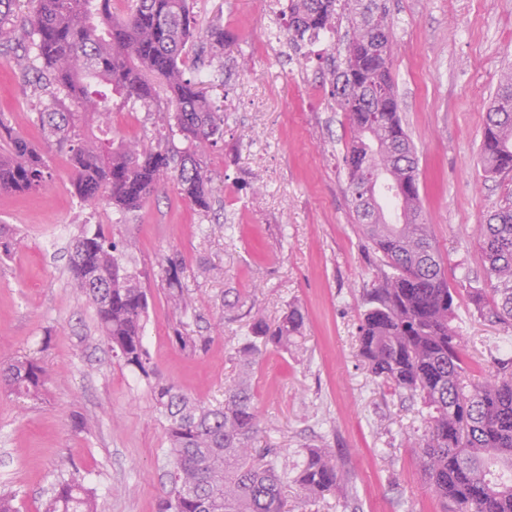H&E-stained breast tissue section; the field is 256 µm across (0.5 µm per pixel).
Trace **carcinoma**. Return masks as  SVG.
Wrapping results in <instances>:
<instances>
[{
	"label": "carcinoma",
	"mask_w": 512,
	"mask_h": 512,
	"mask_svg": "<svg viewBox=\"0 0 512 512\" xmlns=\"http://www.w3.org/2000/svg\"><path fill=\"white\" fill-rule=\"evenodd\" d=\"M22 0H0V47L12 48L21 27L24 55L15 60L23 83L52 88L81 104L69 112L56 97L38 113L48 146L68 148L74 195L83 202L105 200L120 217L136 212L166 180L198 211L211 209V176L197 158L199 148L224 137V114L214 110L199 76H186V46L194 35L187 0H132L127 16L109 22L112 0H35L19 15ZM347 11L353 35L340 60L332 59L331 99L344 112L352 138L343 160L348 196L363 234L390 268L367 291L360 315L358 352L371 374L394 391L419 397L429 409L428 432L419 444L423 474L441 512H512V367L502 364L482 383L469 379L463 337L452 326L457 289L450 286L423 216L418 159L403 127L391 74V21L378 0H285L277 19L286 21L288 43L299 48L336 31L338 9ZM224 26L205 32L211 59L224 50ZM166 87L160 100L155 83ZM165 112L169 142L117 143L109 137L112 98ZM97 122L85 135L83 123ZM480 157L484 171H512V73L500 85L487 113ZM377 182L400 206L392 222L387 208L362 214L360 198ZM52 172L42 152L0 123V192L27 194L45 189ZM477 246L487 288H473L475 311H489L512 326V207L492 213ZM133 243L108 238L101 228L82 227L69 258L72 288L95 308L99 329L113 355L144 380L154 374L144 335L148 293L124 258ZM174 312L186 310L184 266L177 256L161 263ZM304 314L291 306L275 325L256 312L250 336L235 348L242 375L224 389L216 405L201 403L172 383L149 384L170 448V489L163 512H284L288 470L280 451L252 453L263 433L248 371L259 345L288 349L301 335ZM180 350L207 346L199 336L176 333ZM47 370L23 357L0 368V382L33 402L44 399ZM346 480L329 448L302 449L295 481L304 496L336 491ZM42 512H97L96 497L76 472L58 476Z\"/></svg>",
	"instance_id": "1"
}]
</instances>
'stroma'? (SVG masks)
<instances>
[{
	"instance_id": "1",
	"label": "stroma",
	"mask_w": 512,
	"mask_h": 512,
	"mask_svg": "<svg viewBox=\"0 0 512 512\" xmlns=\"http://www.w3.org/2000/svg\"><path fill=\"white\" fill-rule=\"evenodd\" d=\"M198 31L221 23L230 42L213 88L224 138L198 158L212 181L203 214L173 182L140 210L116 219L82 203L67 151L51 150L49 189L0 193V224L16 235L0 259V364L39 358L52 374L34 403L0 387V492L19 512H40L57 476L78 466L99 512H160L169 488L164 431L147 382L113 358L92 305L70 283V237L100 224L134 242L129 265L151 291L146 343L156 376L204 402L223 400L240 373L238 341L250 310L274 322L289 306L306 313L289 350L264 348L249 382L268 423L263 441L296 466L300 448H330L347 476L335 492L302 498L284 488L288 512H439L416 449L427 410L376 381L357 354L366 290L384 265L363 235L342 158L351 133L328 94L333 41L294 50L275 39L266 0H188ZM393 23L391 71L417 153L420 199L449 282L452 321L465 338L469 375L480 380L512 359V327L478 314L466 291L485 287L476 247L481 226L512 206V172L486 174L480 143L487 112L512 72V0H385ZM46 90L21 89L0 57V122L41 145L36 113ZM158 113L112 100V136L149 141ZM67 225V235L57 233ZM184 261L188 307L175 314L162 280L167 255ZM183 327L208 337L189 355ZM82 417L85 429L73 426Z\"/></svg>"
}]
</instances>
